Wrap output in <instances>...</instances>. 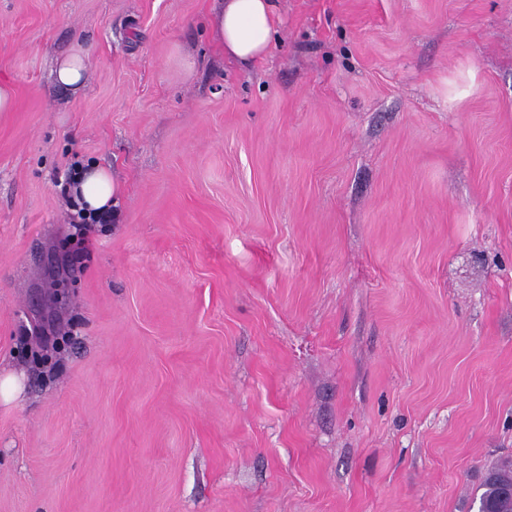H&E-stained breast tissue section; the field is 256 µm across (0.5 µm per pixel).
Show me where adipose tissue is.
<instances>
[{
    "instance_id": "1",
    "label": "adipose tissue",
    "mask_w": 512,
    "mask_h": 512,
    "mask_svg": "<svg viewBox=\"0 0 512 512\" xmlns=\"http://www.w3.org/2000/svg\"><path fill=\"white\" fill-rule=\"evenodd\" d=\"M274 16V0H224L215 18V30L225 54L242 62L263 58L275 33ZM70 190L89 212L119 205L115 179L96 165L84 168Z\"/></svg>"
}]
</instances>
